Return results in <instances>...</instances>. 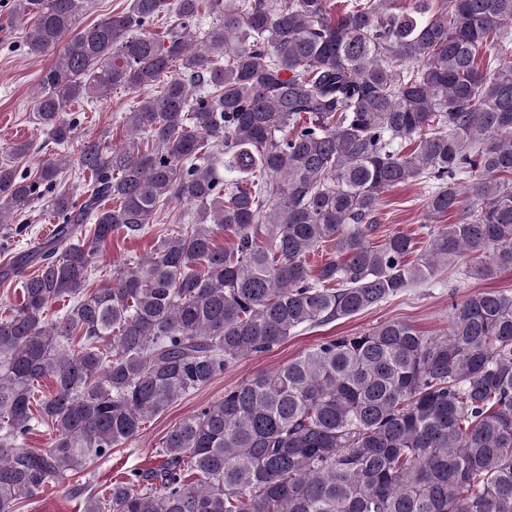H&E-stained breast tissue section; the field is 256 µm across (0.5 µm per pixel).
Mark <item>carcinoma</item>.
<instances>
[{"label":"carcinoma","mask_w":512,"mask_h":512,"mask_svg":"<svg viewBox=\"0 0 512 512\" xmlns=\"http://www.w3.org/2000/svg\"><path fill=\"white\" fill-rule=\"evenodd\" d=\"M429 2L131 0L79 27L88 0H16L27 54L54 57L33 121L56 143L75 102L156 91L123 117L141 141H82L68 191L63 158L33 175L0 163V224L49 192L54 219L0 266L22 284L0 315V512L70 477L83 512H512V292L498 289L453 304L442 336L387 321L319 343L173 426L156 467L105 496L82 481L241 358L442 267L512 270V0ZM417 180L427 223L466 215L410 262L413 237L371 234L384 190ZM173 201L195 221L88 288L112 236H143ZM38 427L49 448L21 447Z\"/></svg>","instance_id":"1"}]
</instances>
